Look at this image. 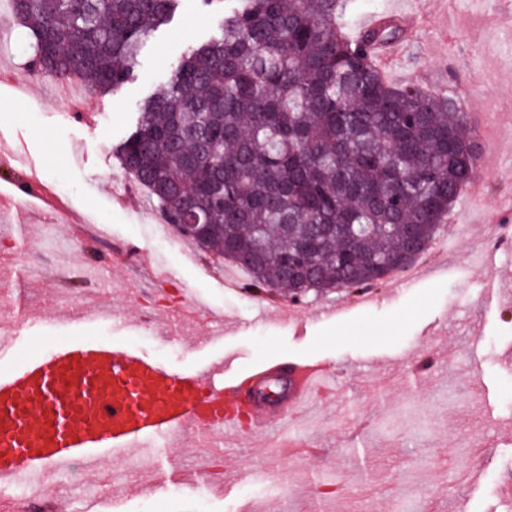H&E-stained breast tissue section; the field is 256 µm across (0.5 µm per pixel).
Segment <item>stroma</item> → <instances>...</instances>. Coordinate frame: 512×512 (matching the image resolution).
Here are the masks:
<instances>
[{
    "mask_svg": "<svg viewBox=\"0 0 512 512\" xmlns=\"http://www.w3.org/2000/svg\"><path fill=\"white\" fill-rule=\"evenodd\" d=\"M512 0H447L416 31L400 30L403 51L390 83L453 95L471 127L502 115L495 176L479 207L512 218V30L497 19ZM197 0L143 45L132 77L91 97L81 122L50 82L19 90L25 27L0 38V192L26 171L63 192L65 212L28 204L0 223V372L80 339L129 347L176 369L220 362L247 377L260 365H320L334 388L328 402L274 427L309 438L314 453L257 452L255 432L228 438L222 481L206 476L190 447L166 448L158 487L109 499L107 512H500L512 502V250L492 252L473 221L449 230L433 262L400 285L384 278L353 305V293L308 292L293 320L287 289L247 293L246 274L225 276L207 252L172 237L154 280L130 263L129 247L151 249L163 225L149 196L117 203L126 175L114 149L140 106L191 46L222 21ZM338 312L322 315V308Z\"/></svg>",
    "mask_w": 512,
    "mask_h": 512,
    "instance_id": "stroma-1",
    "label": "stroma"
}]
</instances>
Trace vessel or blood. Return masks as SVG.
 Masks as SVG:
<instances>
[{"instance_id": "b4317fda", "label": "vessel or blood", "mask_w": 512, "mask_h": 512, "mask_svg": "<svg viewBox=\"0 0 512 512\" xmlns=\"http://www.w3.org/2000/svg\"><path fill=\"white\" fill-rule=\"evenodd\" d=\"M274 367L248 376L252 395L220 369L178 371L116 345L71 343L0 374V477L38 476L49 484L73 462L141 456L152 467L161 444L238 432L250 419L262 432ZM330 389L320 366L294 369L289 403L300 408Z\"/></svg>"}]
</instances>
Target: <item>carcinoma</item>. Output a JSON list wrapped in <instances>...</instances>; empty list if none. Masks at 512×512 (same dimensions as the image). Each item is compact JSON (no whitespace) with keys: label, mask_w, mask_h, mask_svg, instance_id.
Segmentation results:
<instances>
[{"label":"carcinoma","mask_w":512,"mask_h":512,"mask_svg":"<svg viewBox=\"0 0 512 512\" xmlns=\"http://www.w3.org/2000/svg\"><path fill=\"white\" fill-rule=\"evenodd\" d=\"M10 2L31 71L116 92L178 0ZM232 2L143 102L120 165L166 223L205 225L204 249L256 292L372 288L475 177L468 113L384 80L371 47L398 30L349 34L353 0Z\"/></svg>","instance_id":"cac0c4a2"}]
</instances>
